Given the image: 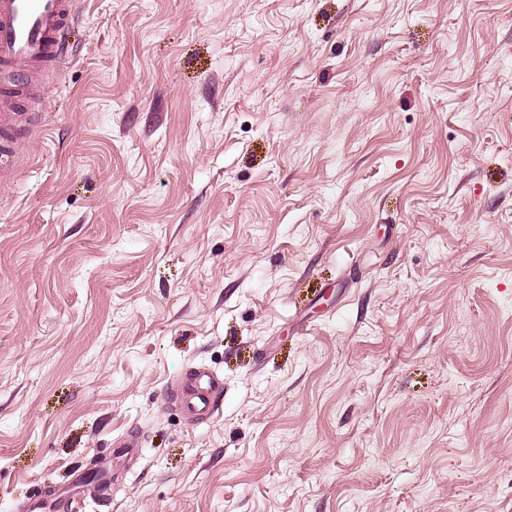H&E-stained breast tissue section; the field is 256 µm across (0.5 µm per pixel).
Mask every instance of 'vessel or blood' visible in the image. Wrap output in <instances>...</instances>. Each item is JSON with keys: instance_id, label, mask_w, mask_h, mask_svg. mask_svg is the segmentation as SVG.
Wrapping results in <instances>:
<instances>
[{"instance_id": "vessel-or-blood-1", "label": "vessel or blood", "mask_w": 512, "mask_h": 512, "mask_svg": "<svg viewBox=\"0 0 512 512\" xmlns=\"http://www.w3.org/2000/svg\"><path fill=\"white\" fill-rule=\"evenodd\" d=\"M78 0H0V182L7 181L18 152L17 132L33 124L27 104L43 93L44 78L67 56L61 34L76 14ZM183 413L212 417L224 397V382L203 366L193 367L180 389L167 392ZM115 458L139 457L133 433L112 441Z\"/></svg>"}]
</instances>
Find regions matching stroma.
I'll return each mask as SVG.
<instances>
[{"label":"stroma","mask_w":512,"mask_h":512,"mask_svg":"<svg viewBox=\"0 0 512 512\" xmlns=\"http://www.w3.org/2000/svg\"><path fill=\"white\" fill-rule=\"evenodd\" d=\"M68 41L0 184V512L99 462L80 512H512V0H79ZM196 365L205 421L160 400ZM112 447L113 456L124 461L138 458L142 452V442L131 432L113 439Z\"/></svg>","instance_id":"35a3bbf8"}]
</instances>
